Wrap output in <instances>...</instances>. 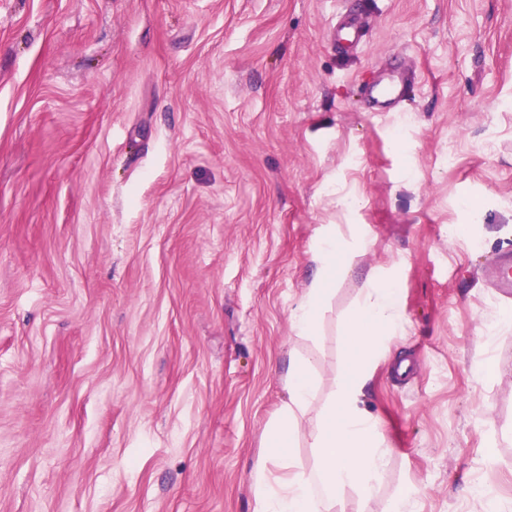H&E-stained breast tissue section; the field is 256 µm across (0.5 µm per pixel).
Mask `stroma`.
Segmentation results:
<instances>
[{"instance_id": "1", "label": "stroma", "mask_w": 512, "mask_h": 512, "mask_svg": "<svg viewBox=\"0 0 512 512\" xmlns=\"http://www.w3.org/2000/svg\"><path fill=\"white\" fill-rule=\"evenodd\" d=\"M327 224L369 247L313 343ZM506 249L512 0H0V512H251L289 349L337 369L380 265L370 512H512ZM485 276L501 297L512 301V252L498 254L486 265Z\"/></svg>"}]
</instances>
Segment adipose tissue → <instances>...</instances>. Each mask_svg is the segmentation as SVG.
<instances>
[{"label":"adipose tissue","mask_w":512,"mask_h":512,"mask_svg":"<svg viewBox=\"0 0 512 512\" xmlns=\"http://www.w3.org/2000/svg\"><path fill=\"white\" fill-rule=\"evenodd\" d=\"M364 245L356 232L347 237L332 231L321 235L312 256L315 274L291 312L296 336H320L336 279L346 271L343 260ZM397 285L396 276L378 271L364 278L347 315L341 366L330 376L326 400L318 398L312 357L289 350L282 376L288 399L267 422L266 451L251 473L253 512H346L344 494L349 490L357 497L356 512H367L391 450L378 419L364 405V388L372 364L391 354L390 339L403 329ZM311 412L316 423L302 431L301 422ZM303 439L313 450L308 465L294 454Z\"/></svg>","instance_id":"obj_1"}]
</instances>
